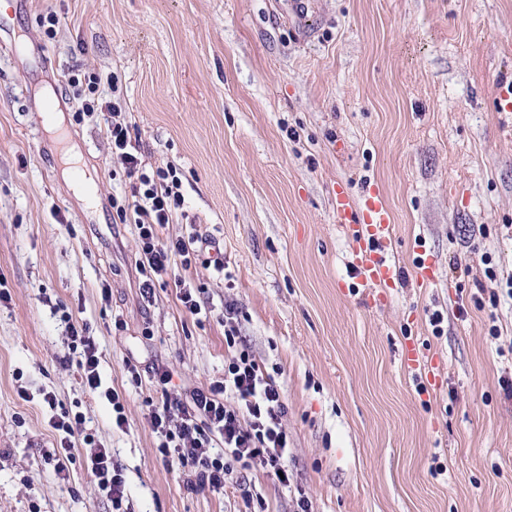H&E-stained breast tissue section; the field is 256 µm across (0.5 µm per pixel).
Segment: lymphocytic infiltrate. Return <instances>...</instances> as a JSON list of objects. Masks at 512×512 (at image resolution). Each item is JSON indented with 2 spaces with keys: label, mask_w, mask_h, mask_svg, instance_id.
Instances as JSON below:
<instances>
[{
  "label": "lymphocytic infiltrate",
  "mask_w": 512,
  "mask_h": 512,
  "mask_svg": "<svg viewBox=\"0 0 512 512\" xmlns=\"http://www.w3.org/2000/svg\"><path fill=\"white\" fill-rule=\"evenodd\" d=\"M118 81L114 74L104 80L93 73L68 78L76 102V121L101 111L109 114L106 138L129 181L128 194L113 198L112 208L119 223L136 228L137 264L144 277L141 295L149 301L154 296L155 279L174 274L176 267H190L199 259L215 271H223L224 254L217 250L202 256L196 248L199 238L195 235L185 239L162 238L161 229L183 211L181 181L173 167L147 170L140 145L132 139L125 108L117 100L103 101L101 83L114 87ZM67 334L71 347L63 356V363L77 365L85 385L111 404L113 426L125 428L128 418L124 397L116 389L103 387L98 349L86 327L68 324ZM224 341L231 355L224 363L223 380L192 391L189 399L172 396L173 373L167 366H149L148 371L161 392L160 401L150 412V426L158 439L157 451L164 462L183 470L194 489L223 490L229 480L240 478L243 470L255 465L265 469L269 476L280 478L283 487H290L291 481L286 477L287 406L282 389L248 351L239 348L234 327L225 329ZM51 426L59 437L55 473L68 472L72 440L82 437L89 450L91 474L111 501L112 512H130L122 470L113 463L108 448L84 433L82 416L64 412L52 417ZM217 440L223 442L224 448L216 453L212 445Z\"/></svg>",
  "instance_id": "obj_1"
}]
</instances>
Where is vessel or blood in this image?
Returning a JSON list of instances; mask_svg holds the SVG:
<instances>
[{"mask_svg":"<svg viewBox=\"0 0 512 512\" xmlns=\"http://www.w3.org/2000/svg\"><path fill=\"white\" fill-rule=\"evenodd\" d=\"M332 194L334 222L348 239L361 284L374 291L392 287L397 270L385 256L392 230L388 207L374 194L356 203L343 182L334 185Z\"/></svg>","mask_w":512,"mask_h":512,"instance_id":"1","label":"vessel or blood"}]
</instances>
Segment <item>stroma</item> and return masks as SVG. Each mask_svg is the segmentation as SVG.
I'll return each mask as SVG.
<instances>
[{
  "instance_id": "35a3bbf8",
  "label": "stroma",
  "mask_w": 512,
  "mask_h": 512,
  "mask_svg": "<svg viewBox=\"0 0 512 512\" xmlns=\"http://www.w3.org/2000/svg\"><path fill=\"white\" fill-rule=\"evenodd\" d=\"M10 20L46 68L30 91L29 57L0 55V512H112L82 441L66 478L53 469L64 411L110 449L132 512H293L259 467L220 492L187 487L157 452L151 379L129 383V362L168 364L177 396L222 379L228 304L283 390L312 512H512V112L491 104L512 82V0H315L308 28L291 0H25ZM74 72L116 73L146 166L179 170L184 214L162 236L223 250V273L179 272L207 318L170 284L142 300L134 227L112 221L122 165L104 118L74 122ZM47 96L94 205L63 175ZM339 181L391 211L399 280L372 305L333 222ZM67 313L97 344L103 386L124 392L127 429L61 364ZM408 343L440 387L404 367Z\"/></svg>"
}]
</instances>
